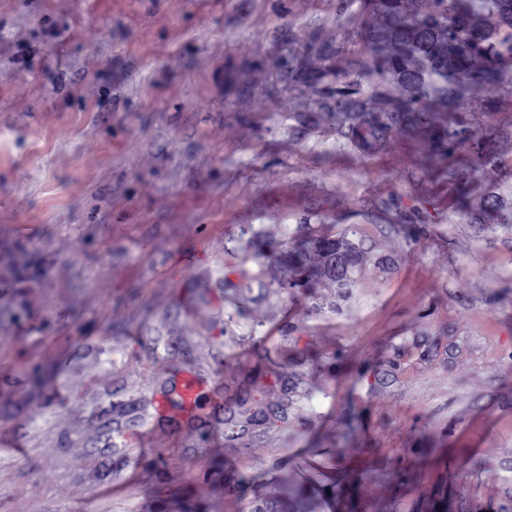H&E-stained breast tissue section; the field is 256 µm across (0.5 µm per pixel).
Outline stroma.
<instances>
[{
	"instance_id": "35a3bbf8",
	"label": "stroma",
	"mask_w": 512,
	"mask_h": 512,
	"mask_svg": "<svg viewBox=\"0 0 512 512\" xmlns=\"http://www.w3.org/2000/svg\"><path fill=\"white\" fill-rule=\"evenodd\" d=\"M360 20L0 0V512H248L240 476L317 470L358 512H512V232L338 141L302 71L347 70ZM306 219L391 268L273 294L247 242Z\"/></svg>"
}]
</instances>
